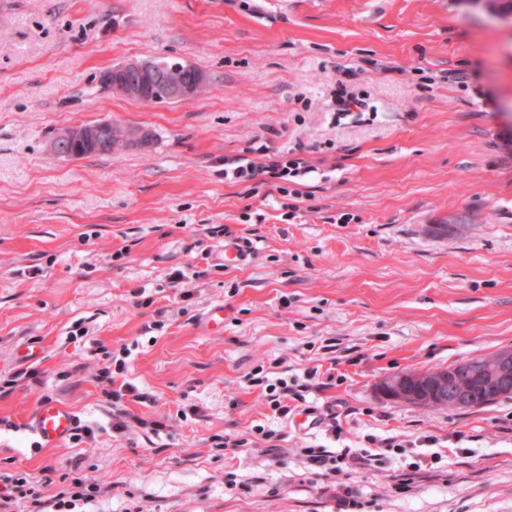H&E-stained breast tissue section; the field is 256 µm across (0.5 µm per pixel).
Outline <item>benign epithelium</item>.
Here are the masks:
<instances>
[{"mask_svg": "<svg viewBox=\"0 0 512 512\" xmlns=\"http://www.w3.org/2000/svg\"><path fill=\"white\" fill-rule=\"evenodd\" d=\"M205 82L203 72L168 58L130 60L104 69L97 76V84L111 87L113 93L147 103L189 101ZM112 126L111 121L104 120L68 127L57 137L54 150L69 157L73 145L95 143L107 148L111 142H139L147 134L141 128H128L110 142L102 139ZM376 390L387 400L408 405L433 402L450 410H467L477 390L488 400L512 395V347L495 350L465 367L455 364L438 370L386 374L377 381Z\"/></svg>", "mask_w": 512, "mask_h": 512, "instance_id": "obj_1", "label": "benign epithelium"}]
</instances>
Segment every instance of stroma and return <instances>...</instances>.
<instances>
[{
  "label": "stroma",
  "instance_id": "stroma-1",
  "mask_svg": "<svg viewBox=\"0 0 512 512\" xmlns=\"http://www.w3.org/2000/svg\"><path fill=\"white\" fill-rule=\"evenodd\" d=\"M156 56L204 72L203 91L147 104L93 82ZM343 91L362 111L337 116ZM100 120L152 140L55 152L63 128ZM261 142L314 166L295 209L225 181V158ZM241 237L240 266L207 264ZM77 323L91 338H69ZM30 344L36 379L0 396V474L44 480L50 498L81 460L103 493L74 512H338L299 451L375 438L406 452L347 479L361 512H512V398L448 410L375 390L512 347V14L497 0H0V373L25 368ZM126 346L127 381L156 402L120 404L166 418L160 433L112 430L100 369ZM260 368L336 410L342 436L276 415L247 383ZM46 395L94 439L42 447L21 422ZM215 434L246 444L219 451ZM434 452L411 491H390Z\"/></svg>",
  "mask_w": 512,
  "mask_h": 512
}]
</instances>
